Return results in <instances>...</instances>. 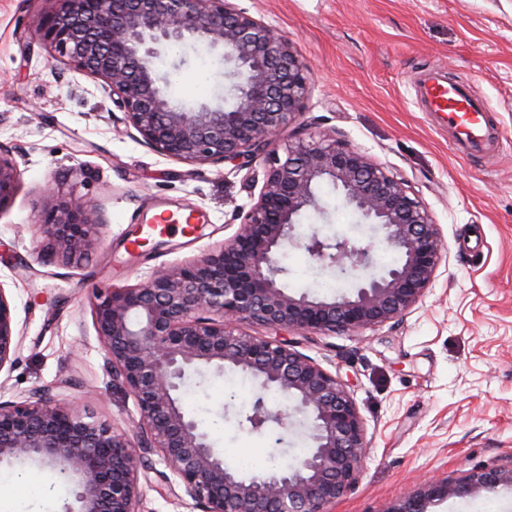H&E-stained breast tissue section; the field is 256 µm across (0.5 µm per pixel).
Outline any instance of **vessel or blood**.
Segmentation results:
<instances>
[{"mask_svg":"<svg viewBox=\"0 0 512 512\" xmlns=\"http://www.w3.org/2000/svg\"><path fill=\"white\" fill-rule=\"evenodd\" d=\"M415 100L435 127L450 133L459 156H484L495 150L499 133L491 126L485 103L473 95L467 84L449 79L445 70H422L415 81ZM194 221L193 215L177 216L164 211L155 216L147 230L188 234L194 230Z\"/></svg>","mask_w":512,"mask_h":512,"instance_id":"b4317fda","label":"vessel or blood"}]
</instances>
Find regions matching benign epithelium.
<instances>
[{
    "instance_id": "7a95c632",
    "label": "benign epithelium",
    "mask_w": 512,
    "mask_h": 512,
    "mask_svg": "<svg viewBox=\"0 0 512 512\" xmlns=\"http://www.w3.org/2000/svg\"><path fill=\"white\" fill-rule=\"evenodd\" d=\"M51 2L38 24L42 41L76 72L105 84L138 142L187 164L243 168L261 157L268 167L256 202L223 246L143 283L96 290L93 323L112 380L137 403L135 431L40 390L33 401L0 402V462L51 469L74 488L77 512H142L139 471L148 450L200 512H328L355 484L368 448L348 384L291 342L240 326L334 336L401 320L437 277L444 249L438 225L406 181L336 136L278 143L302 114L309 71L288 36L233 0ZM197 43L233 65L231 102L188 108L166 95L170 75L153 59L167 46ZM16 184L15 164L0 151V208ZM324 184L373 232L365 244L316 231L304 239L322 267L355 278L351 293L330 300L288 293L277 260L298 243L302 215L325 213L318 195ZM48 194L51 206L38 218L52 255L65 263L89 259L103 225L98 204L61 187ZM377 246L400 260L370 274ZM17 344L14 308L0 287V371L13 364ZM202 366L237 370L284 394L285 408L259 398L246 421L259 431L305 416L311 446L300 467L243 474L224 464L179 404L188 373ZM499 487L512 489V468L428 481L387 512H430L437 501Z\"/></svg>"
}]
</instances>
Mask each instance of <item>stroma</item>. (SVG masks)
Here are the masks:
<instances>
[{"label":"stroma","instance_id":"35a3bbf8","mask_svg":"<svg viewBox=\"0 0 512 512\" xmlns=\"http://www.w3.org/2000/svg\"><path fill=\"white\" fill-rule=\"evenodd\" d=\"M291 40L312 80L299 136L336 132L349 146L404 179L438 224L444 250L422 300L396 324L358 334L304 337L283 332L301 353L349 384L369 441L356 484L331 512H387L427 479L459 480L512 467V0H236ZM46 0H0V148L17 189L0 208V287L14 306L20 340L12 367L0 370V402L39 389L123 429L138 409L114 386L91 314L95 289L144 282L237 232L258 197L266 165L173 161L135 141L116 118L101 81L52 57L36 25ZM445 67L485 101L504 135L493 158L458 156L446 131L415 104L425 68ZM219 64L206 53L173 71L170 92L190 103L211 97ZM67 180L96 201L105 225L98 251L82 267L42 257L38 212L48 184ZM326 219L313 229L367 241L353 212L323 187ZM194 211L205 221L186 236L168 234L138 250L128 243L154 206ZM289 291L323 279L306 250L282 261ZM183 392L186 411L215 448L241 451L310 445L302 416L287 428L255 432L241 415L257 382L225 387L214 370ZM143 512H198L170 490L162 458L144 453ZM69 495L48 471L0 464V512H62Z\"/></svg>","mask_w":512,"mask_h":512}]
</instances>
